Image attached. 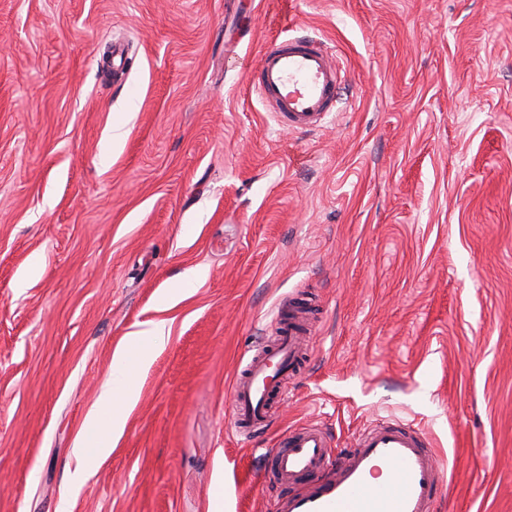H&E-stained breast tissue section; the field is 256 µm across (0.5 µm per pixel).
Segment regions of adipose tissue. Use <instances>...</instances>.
Here are the masks:
<instances>
[{
    "instance_id": "obj_1",
    "label": "adipose tissue",
    "mask_w": 512,
    "mask_h": 512,
    "mask_svg": "<svg viewBox=\"0 0 512 512\" xmlns=\"http://www.w3.org/2000/svg\"><path fill=\"white\" fill-rule=\"evenodd\" d=\"M170 332L171 326L167 321L155 322L149 336H142L138 331L130 333L126 344L115 350L112 376L100 392L97 407L87 417L93 438L80 442L77 448L86 465H94L105 457L112 448L113 440L123 433L127 412L138 399L133 378L149 363L153 348L165 344Z\"/></svg>"
}]
</instances>
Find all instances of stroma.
Returning <instances> with one entry per match:
<instances>
[{"instance_id": "1", "label": "stroma", "mask_w": 512, "mask_h": 512, "mask_svg": "<svg viewBox=\"0 0 512 512\" xmlns=\"http://www.w3.org/2000/svg\"><path fill=\"white\" fill-rule=\"evenodd\" d=\"M283 29L342 68L312 131L249 86ZM291 294L305 362L247 443L230 390ZM159 319L81 471L115 349ZM381 418L430 439L437 512H512V0H0V512H270L289 430ZM150 325L148 342L140 331L132 332L126 344L113 354L112 376L100 392L98 406L87 417L92 441L82 440L77 446V453L88 467L105 457L112 449V440L123 433L128 409L138 399L133 378L149 363L152 349L163 346L170 336L168 321L150 322Z\"/></svg>"}]
</instances>
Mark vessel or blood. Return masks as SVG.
Here are the masks:
<instances>
[{
  "mask_svg": "<svg viewBox=\"0 0 512 512\" xmlns=\"http://www.w3.org/2000/svg\"><path fill=\"white\" fill-rule=\"evenodd\" d=\"M341 71L334 54L311 36L267 45L249 83L284 127L310 131L336 110ZM302 305L279 304L278 334L257 350L231 392L235 429L253 436L273 417L272 399L284 395V375L302 359ZM269 472L285 486L274 512H433L444 469L425 434L409 423L379 419L352 446L336 451L317 424L294 428L268 451Z\"/></svg>",
  "mask_w": 512,
  "mask_h": 512,
  "instance_id": "1",
  "label": "vessel or blood"
}]
</instances>
